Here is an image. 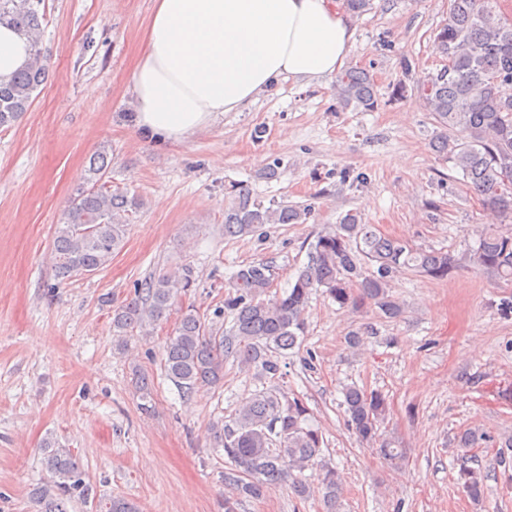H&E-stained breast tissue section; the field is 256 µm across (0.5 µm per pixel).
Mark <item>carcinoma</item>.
I'll use <instances>...</instances> for the list:
<instances>
[{"instance_id":"1","label":"carcinoma","mask_w":512,"mask_h":512,"mask_svg":"<svg viewBox=\"0 0 512 512\" xmlns=\"http://www.w3.org/2000/svg\"><path fill=\"white\" fill-rule=\"evenodd\" d=\"M497 0H449L448 17L435 29L437 49L448 60L438 73L419 80L416 90L425 111L438 127L433 151L453 162L469 190L506 230L483 229L475 247L462 257L444 250L414 247L383 236L356 213L320 232L311 243L308 262L281 294L268 297L272 269L254 261L234 275L235 296L216 308L215 317H231L230 328L209 320L194 306L179 309L166 339L163 370L183 392L224 383V358L234 356L241 367L255 365L275 376L279 357L301 345L304 314L313 291L323 289L341 308L377 307L388 319H398L404 307L392 294L398 273H415L433 280L450 277L470 266L512 283V22L496 11ZM40 0H0V24H9L29 38L32 63L10 78L0 80V127L14 125L27 112L34 93L48 72L39 38ZM336 99L344 107L373 110L379 105L373 82L359 68L336 78ZM112 159L106 151L89 157L86 184L75 192L63 223L53 239L55 277L67 281L107 267L125 239L129 216L142 202L135 195L107 186ZM224 208V236L254 233L266 224H302L307 212L284 203L264 204L250 190L237 185ZM195 284L192 268L150 276L135 288L134 296L112 312V335L128 346L135 336H149L171 317L173 309ZM134 384L140 409L154 408V381L137 370ZM347 427L360 442L376 447L384 460L403 459L401 448L382 437L380 424L388 401L377 390L356 385L343 390ZM224 450L227 468L224 512H236L239 501L260 499L267 489L287 480L299 498L309 494L305 471L317 470L325 512H339L343 494L335 468L318 462L324 439L309 424V409L302 399L272 389L255 392L239 406L232 423L214 431ZM43 465L49 481L32 490L36 512H68L74 499L91 498L82 466L71 449L48 438L43 443ZM459 481L467 495L482 497L481 472L462 468ZM100 512H139L122 497L98 502Z\"/></svg>"}]
</instances>
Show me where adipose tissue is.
Segmentation results:
<instances>
[{
  "instance_id": "ef3b65f1",
  "label": "adipose tissue",
  "mask_w": 512,
  "mask_h": 512,
  "mask_svg": "<svg viewBox=\"0 0 512 512\" xmlns=\"http://www.w3.org/2000/svg\"><path fill=\"white\" fill-rule=\"evenodd\" d=\"M353 33L332 0H155L130 77L137 124L182 142L288 76H332ZM30 61L27 38L0 25V77Z\"/></svg>"
}]
</instances>
